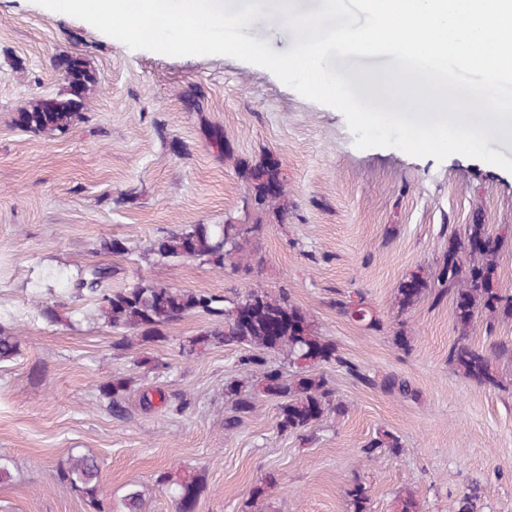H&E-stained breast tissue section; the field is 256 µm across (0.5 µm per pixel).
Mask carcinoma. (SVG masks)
Wrapping results in <instances>:
<instances>
[{
	"label": "carcinoma",
	"instance_id": "obj_1",
	"mask_svg": "<svg viewBox=\"0 0 512 512\" xmlns=\"http://www.w3.org/2000/svg\"><path fill=\"white\" fill-rule=\"evenodd\" d=\"M91 82L92 74L86 68L80 93H74L69 87L66 94L53 97L54 105L49 109L41 99L21 109L26 116L25 127L42 132L68 129L83 106ZM238 171L250 186L247 206L261 213L280 215L285 190L281 188L275 193L268 190L274 177V168L269 161L254 166L242 162ZM258 229L259 224L245 221L194 224L153 241L148 254L160 260H198L220 270H233L245 260L259 265L262 257L250 250L251 239ZM504 244L503 237L491 234L486 225L470 224L464 233L449 241L446 259L439 262L438 274L408 276L398 286L395 296L399 316L426 298L437 303L446 298L454 301L459 296L464 297L465 303L455 305L458 338L448 351V364L481 385L497 388L502 387L506 378L493 365L512 368V340H500L485 352L472 347L468 340L478 321L484 320L490 325L501 316H512V297L501 295L495 285V267ZM111 279L112 268L104 264L89 265L74 279L61 274L55 277L72 298L94 302L92 312L97 314V319L119 334L112 343L116 349H125L135 340L157 341L162 338L165 327L194 313L213 317L217 327L189 341L183 351L192 354L196 347L209 345L250 348L251 353L241 359V364L255 374L265 395L278 400V428L282 432L306 430L330 413L344 414L345 406L336 400L328 381L315 371V367L334 365L361 382L376 384L346 359L336 344L324 339L315 322L283 294L277 296L261 288H252L226 306L222 297L156 282L114 290L110 287ZM336 309L369 328L380 325V320L362 299H338ZM18 346V337L0 326V361L12 359ZM270 351L285 354L293 371L287 373L269 366L265 354ZM379 384L390 394L413 395L410 384L403 378L390 376ZM128 389L126 378L104 381L98 384L99 402L120 417ZM224 396L234 412V416L224 422V427L231 429L243 415L253 410V401L238 382L227 384ZM401 450L399 438L384 432L368 442L363 453L372 457L382 451L397 454ZM100 470L101 462L97 456L72 453L57 467V480L98 512ZM156 485L174 500L177 512H195L206 486V477L198 472L175 480L161 473L156 478ZM480 491L479 483L471 482L466 491L453 500L451 512H482ZM348 496L353 512H368L369 496L364 485H354ZM121 505V512H143L144 498L139 485H129Z\"/></svg>",
	"mask_w": 512,
	"mask_h": 512
}]
</instances>
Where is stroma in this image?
<instances>
[{
	"label": "stroma",
	"mask_w": 512,
	"mask_h": 512,
	"mask_svg": "<svg viewBox=\"0 0 512 512\" xmlns=\"http://www.w3.org/2000/svg\"><path fill=\"white\" fill-rule=\"evenodd\" d=\"M281 1L259 0L261 16L243 29L278 52L295 42L279 18ZM72 53L94 75L73 125L62 133L17 127L20 109L63 92L52 63ZM393 64L388 55L328 62L361 99L405 110L406 98L373 79ZM196 89L204 95L197 109ZM214 129L232 160L213 147ZM269 156L287 181L288 215H263L261 267L223 272L148 255L168 232L243 218L250 190L235 163ZM476 223L505 235L496 286L512 295V172L460 154L440 161L357 148L340 111L264 67L132 50L34 0H0V325L20 336L15 357L0 362V457L13 474L0 483V512H90L56 479L72 451L102 459L104 512H114L133 481L144 512H176L155 480L194 470L207 479L196 512H353L348 492L358 482L369 491V512H396L404 489L420 512H448L475 477L484 512H512V388L478 384L449 366L451 302L427 299L401 316L393 307L399 284L435 269L449 238ZM114 237L125 253L102 251ZM98 262L111 266L114 288L152 281L227 298L256 287L287 292L369 380L328 368L347 411L307 431L280 432L275 400L260 395L225 432V385H255L240 349L184 356L183 343L213 326L194 314L164 328L161 340L116 351L111 329L85 318L84 303L46 288L50 273L73 276ZM358 292L379 328L338 313L336 300ZM48 305L60 323L43 318ZM401 328L405 349L394 342ZM386 375L406 379L414 396L377 387ZM116 377L131 381L121 419L96 391ZM164 393L186 398V409L161 402ZM383 431L402 451L365 456L363 446ZM260 486L264 494L254 496Z\"/></svg>",
	"instance_id": "obj_1"
}]
</instances>
